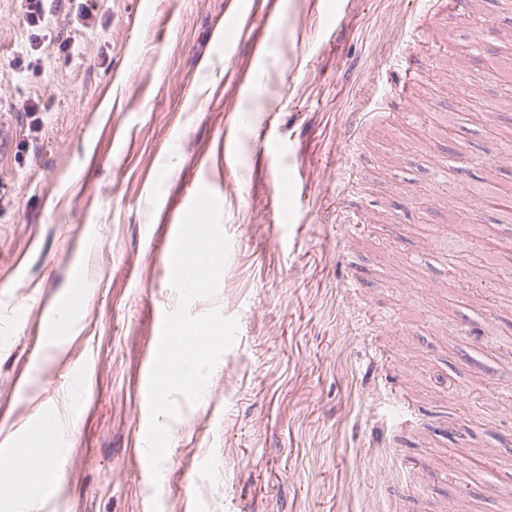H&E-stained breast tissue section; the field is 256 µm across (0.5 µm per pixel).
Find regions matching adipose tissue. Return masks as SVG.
<instances>
[{"label":"adipose tissue","mask_w":512,"mask_h":512,"mask_svg":"<svg viewBox=\"0 0 512 512\" xmlns=\"http://www.w3.org/2000/svg\"><path fill=\"white\" fill-rule=\"evenodd\" d=\"M10 456L18 465L0 476V512H32L43 493L39 473L53 468L56 458L46 453L35 455L26 448L12 449Z\"/></svg>","instance_id":"adipose-tissue-1"}]
</instances>
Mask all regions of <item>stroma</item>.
Here are the masks:
<instances>
[{
	"mask_svg": "<svg viewBox=\"0 0 512 512\" xmlns=\"http://www.w3.org/2000/svg\"><path fill=\"white\" fill-rule=\"evenodd\" d=\"M280 5L256 58L219 37L228 0H98L86 27L48 0L52 31L75 34L65 61L0 0V405L65 447L36 512H512V222L472 204L489 183L512 193V161L487 153L512 129V15L497 0L423 17L419 0ZM414 16L470 64L419 53L425 75L400 96L378 73ZM355 108L390 115L357 155L340 138ZM203 188L229 246L189 310L237 334L169 421L155 482L133 387L180 304L165 243ZM352 207L367 221L344 241Z\"/></svg>",
	"mask_w": 512,
	"mask_h": 512,
	"instance_id": "1",
	"label": "stroma"
}]
</instances>
